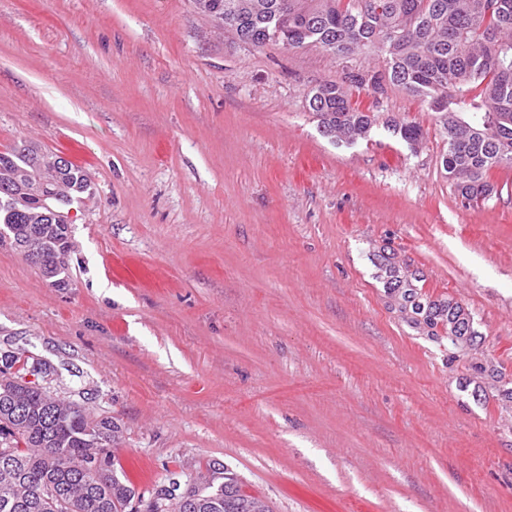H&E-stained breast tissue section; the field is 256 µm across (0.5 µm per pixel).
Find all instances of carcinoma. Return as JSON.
Instances as JSON below:
<instances>
[{"label":"carcinoma","mask_w":512,"mask_h":512,"mask_svg":"<svg viewBox=\"0 0 512 512\" xmlns=\"http://www.w3.org/2000/svg\"><path fill=\"white\" fill-rule=\"evenodd\" d=\"M195 7L241 43L270 42L290 49L316 46L336 56L373 47L383 56L387 76L375 72L354 82L375 92L389 80L441 114L448 150L443 167L465 201L488 198L489 171L512 165V0H193ZM320 131L347 146L368 136L377 118L355 108L346 89L319 86L309 100ZM410 144L421 129L392 123ZM56 189L55 208L68 210L90 190L84 169L26 141L0 152V243L36 238L58 264H39L59 287L68 285L64 261L70 227L49 217L39 187ZM466 316L448 307L451 335ZM21 381L47 377V364L34 365L13 352L0 355V375ZM112 417L94 414L24 385L0 389V512H128L136 490L112 445L120 438ZM192 512H268L265 502L224 473L215 487L201 476L185 491ZM182 498L157 492L150 512H182Z\"/></svg>","instance_id":"obj_1"}]
</instances>
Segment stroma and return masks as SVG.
Here are the masks:
<instances>
[{
  "label": "stroma",
  "instance_id": "35a3bbf8",
  "mask_svg": "<svg viewBox=\"0 0 512 512\" xmlns=\"http://www.w3.org/2000/svg\"><path fill=\"white\" fill-rule=\"evenodd\" d=\"M367 69L240 44L192 0H0V151L91 180L67 287L0 246V353L120 426L138 512L228 472L270 512H512V167L462 202L439 115L349 85ZM329 82L367 139L319 131ZM309 108L318 121L320 131L336 144H355L366 138L377 123L373 113L355 108L346 89L336 83L319 86L310 97Z\"/></svg>",
  "mask_w": 512,
  "mask_h": 512
}]
</instances>
